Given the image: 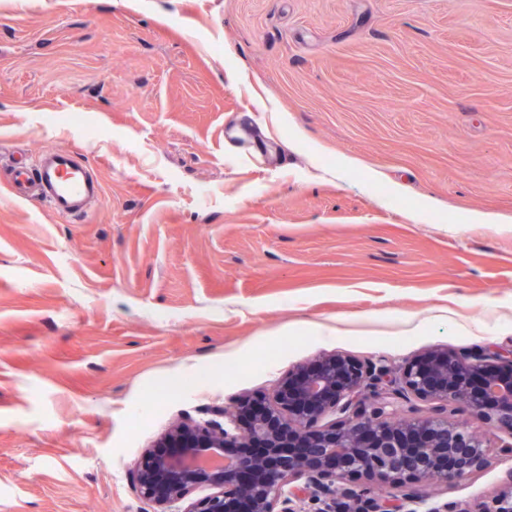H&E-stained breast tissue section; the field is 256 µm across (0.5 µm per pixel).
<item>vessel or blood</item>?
<instances>
[{
	"label": "vessel or blood",
	"instance_id": "b4317fda",
	"mask_svg": "<svg viewBox=\"0 0 512 512\" xmlns=\"http://www.w3.org/2000/svg\"><path fill=\"white\" fill-rule=\"evenodd\" d=\"M10 186L15 198L44 204L65 220L86 214L88 203L102 193L87 161L63 148L41 150L31 163L15 166Z\"/></svg>",
	"mask_w": 512,
	"mask_h": 512
}]
</instances>
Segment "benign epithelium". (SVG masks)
Returning a JSON list of instances; mask_svg holds the SVG:
<instances>
[{
    "mask_svg": "<svg viewBox=\"0 0 512 512\" xmlns=\"http://www.w3.org/2000/svg\"><path fill=\"white\" fill-rule=\"evenodd\" d=\"M459 412L505 430L498 453L512 460V349L435 348L400 366L323 355L266 401L175 421L130 466L131 484L155 512H302L307 499L318 512H512V469L472 505L424 493L487 463L483 435L453 419ZM254 442L262 454L234 452ZM384 487L401 492L399 505L380 496Z\"/></svg>",
    "mask_w": 512,
    "mask_h": 512,
    "instance_id": "obj_1",
    "label": "benign epithelium"
}]
</instances>
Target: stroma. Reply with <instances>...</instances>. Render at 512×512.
Masks as SVG:
<instances>
[{"instance_id":"obj_1","label":"stroma","mask_w":512,"mask_h":512,"mask_svg":"<svg viewBox=\"0 0 512 512\" xmlns=\"http://www.w3.org/2000/svg\"><path fill=\"white\" fill-rule=\"evenodd\" d=\"M47 147L84 218L12 195ZM475 211L512 216V0H0V512H153L128 468L171 422L322 355L512 348ZM10 186L15 198L44 204L65 220L86 214L87 204L102 193L99 177L87 161L63 148L43 149L30 164L15 166Z\"/></svg>"}]
</instances>
